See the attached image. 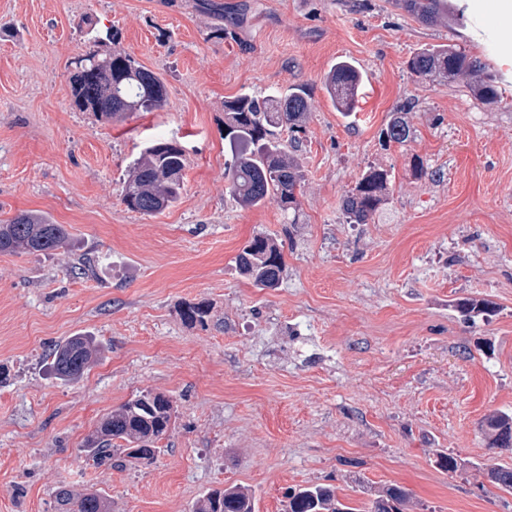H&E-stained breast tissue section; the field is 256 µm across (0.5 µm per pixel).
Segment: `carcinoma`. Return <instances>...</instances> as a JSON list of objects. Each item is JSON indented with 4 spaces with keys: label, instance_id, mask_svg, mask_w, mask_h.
<instances>
[{
    "label": "carcinoma",
    "instance_id": "cac0c4a2",
    "mask_svg": "<svg viewBox=\"0 0 512 512\" xmlns=\"http://www.w3.org/2000/svg\"><path fill=\"white\" fill-rule=\"evenodd\" d=\"M420 22L427 25L464 24L465 7L448 0H395ZM411 73L425 79H445L452 84L463 74L474 77L472 92L486 104L502 99L499 78L481 74V62L457 45L420 49L408 61ZM73 105L81 112H92L100 120L120 121L133 112H155L167 102L163 79L136 62L120 49L92 50L78 59L71 76ZM363 86V75L350 60L334 63L324 77L323 87L337 111L348 115L355 109ZM309 112L304 87L287 93L257 95L241 93L224 101V140L229 146L228 190L244 208L275 202L283 211H296L303 183L298 157L289 154L276 130L286 127L299 133ZM413 135L408 108L393 113L380 133L386 143L404 144ZM183 148L167 140H154L130 163L123 201L128 209L154 215L173 207L184 189ZM389 194V173L369 167L344 197L342 208L349 224H367ZM64 225L53 224L45 216L23 211L6 224H0V253H48L66 245ZM241 273L264 288L280 282L283 255L275 241L256 235L236 258ZM455 307L469 318L490 320L496 314L493 303L473 297L458 299ZM208 309L187 304L181 311L189 324L202 323ZM104 346L93 336H72L55 345L51 352L56 378L80 381L103 353ZM172 400L162 393L142 391L119 409L104 417L86 437L81 452L86 460L100 465L115 454H122L133 465L150 462L162 452L158 443L170 429ZM484 434L495 448H512V415L493 414L486 418ZM485 475L499 489L512 493V468L488 466ZM58 512H112L111 502L99 491L74 494L57 491ZM283 512H360L343 503L330 484H317L288 491ZM408 493L388 485L374 494L368 512H405ZM194 512H255L252 493L238 486L213 489L197 501Z\"/></svg>",
    "mask_w": 512,
    "mask_h": 512
}]
</instances>
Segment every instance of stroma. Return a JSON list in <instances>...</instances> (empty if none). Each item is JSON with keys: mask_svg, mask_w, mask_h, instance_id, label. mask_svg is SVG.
I'll use <instances>...</instances> for the list:
<instances>
[{"mask_svg": "<svg viewBox=\"0 0 512 512\" xmlns=\"http://www.w3.org/2000/svg\"><path fill=\"white\" fill-rule=\"evenodd\" d=\"M465 26L420 23L394 0H0V223L23 211L65 225L68 248L0 253V512H55L66 486L112 512H192L206 491L249 488L256 512L330 484L368 506L398 484L412 512H512L487 465L512 467L481 425L512 413V37L495 0H461ZM158 73L159 112L104 123L71 105L74 60L94 37ZM458 45L501 77L475 98L407 68L419 49ZM348 58L364 85L351 116L323 78ZM303 86L300 210L240 207L226 187L224 102ZM411 108L405 144L383 146ZM181 145L184 190L155 215L122 201L150 141ZM421 159L423 173L413 170ZM390 173L385 204L347 223L363 171ZM258 234L277 242L278 287L236 266ZM497 313L469 322L456 299ZM205 303V324L185 303ZM106 351L77 383L50 372L75 334ZM169 396L175 422L153 461L97 467L81 444L142 391ZM461 467L442 469L440 455ZM408 110L406 106H403L397 112H393L386 128L380 133V137L385 143L404 144L412 137L413 127Z\"/></svg>", "mask_w": 512, "mask_h": 512, "instance_id": "obj_1", "label": "stroma"}]
</instances>
